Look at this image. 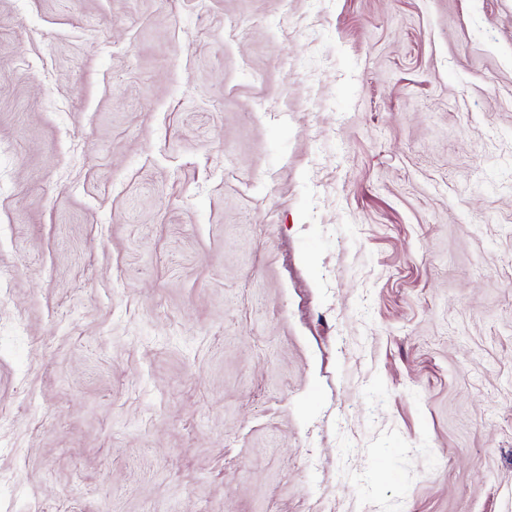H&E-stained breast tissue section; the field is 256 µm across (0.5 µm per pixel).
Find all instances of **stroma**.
<instances>
[{
    "instance_id": "stroma-1",
    "label": "stroma",
    "mask_w": 512,
    "mask_h": 512,
    "mask_svg": "<svg viewBox=\"0 0 512 512\" xmlns=\"http://www.w3.org/2000/svg\"><path fill=\"white\" fill-rule=\"evenodd\" d=\"M0 512H512V0H0Z\"/></svg>"
}]
</instances>
